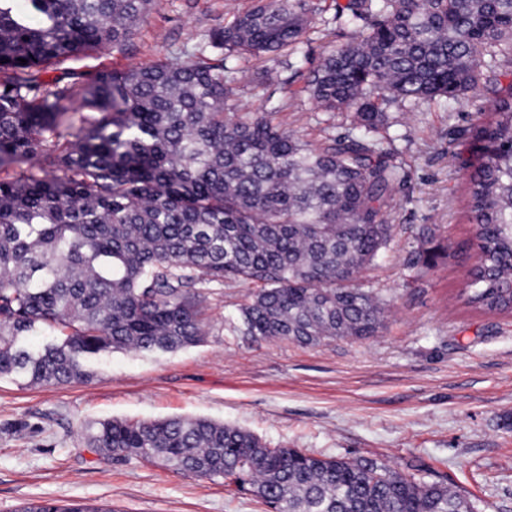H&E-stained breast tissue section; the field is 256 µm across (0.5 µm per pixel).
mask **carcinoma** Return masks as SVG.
I'll return each mask as SVG.
<instances>
[{"mask_svg": "<svg viewBox=\"0 0 512 512\" xmlns=\"http://www.w3.org/2000/svg\"><path fill=\"white\" fill-rule=\"evenodd\" d=\"M0 0V377L56 386L91 376L117 350L176 351L205 341L207 288L255 286L234 331L301 345L364 339L385 302L361 284L388 246L403 181L393 140L372 133L394 106L459 102L487 70L512 73V0H345L350 42L308 87L354 132L323 142L234 113L227 61L290 53L309 0H253L187 57L84 81L46 69L123 51L156 0ZM27 63H20V59ZM484 152L467 189L481 266L459 290L512 315V88L492 89ZM44 329L35 351L19 338ZM88 446L116 462L222 480L272 512H476L457 490L372 461L271 448L205 418L103 420ZM15 512H111L55 503Z\"/></svg>", "mask_w": 512, "mask_h": 512, "instance_id": "1", "label": "carcinoma"}]
</instances>
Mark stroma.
Listing matches in <instances>:
<instances>
[{"label": "stroma", "mask_w": 512, "mask_h": 512, "mask_svg": "<svg viewBox=\"0 0 512 512\" xmlns=\"http://www.w3.org/2000/svg\"><path fill=\"white\" fill-rule=\"evenodd\" d=\"M291 58L239 57L235 110L277 121L311 141L345 135L348 114L319 110L307 76L351 39L334 21L335 0ZM250 0H157L128 53L92 52L50 66L73 81L99 69L149 64L193 47L232 21ZM492 96L391 108L388 129L405 179L389 216L392 239L363 272L387 302L377 335L316 346L233 332L251 288L234 280L208 290L204 343L175 352L119 351L92 376L65 386L0 378V512L53 502L106 512H267L223 481L185 477L146 462L118 463L85 445L100 419L206 418L251 432L269 447L317 457L368 459L419 470L467 495L478 512H512V315L493 316L456 297L476 254L464 213L479 156L474 127L491 118ZM431 248L434 260L421 259Z\"/></svg>", "instance_id": "stroma-1"}]
</instances>
